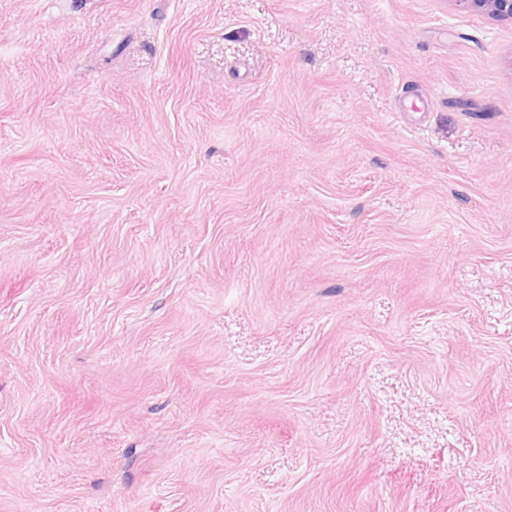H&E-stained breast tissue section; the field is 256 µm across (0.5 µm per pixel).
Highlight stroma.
<instances>
[{
	"label": "stroma",
	"mask_w": 512,
	"mask_h": 512,
	"mask_svg": "<svg viewBox=\"0 0 512 512\" xmlns=\"http://www.w3.org/2000/svg\"><path fill=\"white\" fill-rule=\"evenodd\" d=\"M0 512H512V23L0 0Z\"/></svg>",
	"instance_id": "obj_1"
}]
</instances>
